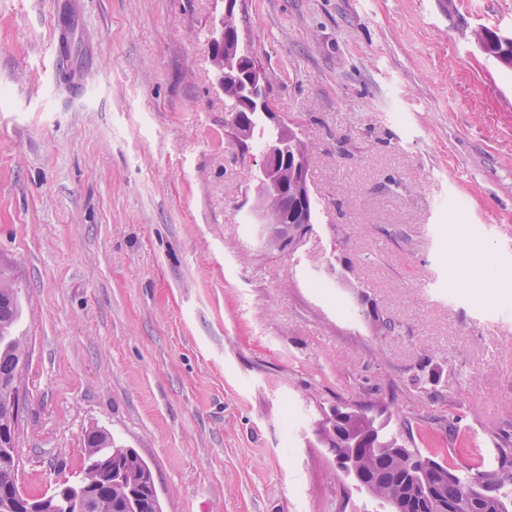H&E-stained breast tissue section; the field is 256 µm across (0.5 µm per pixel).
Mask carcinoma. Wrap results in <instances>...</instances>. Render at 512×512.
<instances>
[{
  "mask_svg": "<svg viewBox=\"0 0 512 512\" xmlns=\"http://www.w3.org/2000/svg\"><path fill=\"white\" fill-rule=\"evenodd\" d=\"M484 53L506 67L512 68V37L502 36L488 27L476 33ZM20 314L17 294H0V380L13 376L24 359L25 350L12 336ZM383 410L374 406H359L352 419L356 435L369 439L360 448L358 464L366 477L363 487L371 496L399 507L402 512H437L430 501L413 497L412 485L428 467L446 474L436 486L438 498L451 506V512H512V454L501 451L497 466L478 478L451 467L434 455H422L405 447L399 437L388 429L386 421L378 420ZM112 435L99 429L87 436L84 464L96 458L103 463L99 470L82 472L79 484L87 486L90 512H127L130 486L111 477L110 470L118 465L130 474L142 468L144 460L135 456L118 464L112 460ZM19 463L0 462V491L18 486Z\"/></svg>",
  "mask_w": 512,
  "mask_h": 512,
  "instance_id": "cac0c4a2",
  "label": "carcinoma"
}]
</instances>
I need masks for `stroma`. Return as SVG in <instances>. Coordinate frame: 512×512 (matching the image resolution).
Returning <instances> with one entry per match:
<instances>
[{"instance_id":"35a3bbf8","label":"stroma","mask_w":512,"mask_h":512,"mask_svg":"<svg viewBox=\"0 0 512 512\" xmlns=\"http://www.w3.org/2000/svg\"><path fill=\"white\" fill-rule=\"evenodd\" d=\"M223 7L0 0L21 488L75 479L99 428L147 462L162 512H388L315 434L370 402L485 470L512 432V69L472 31L512 32V0H239L311 150L314 224L282 252L251 211L260 150L214 85ZM424 363L437 385L414 384ZM460 263L472 282L479 288H482L488 298H493L495 288H492V284L487 282L484 278V255L468 253L461 257Z\"/></svg>"}]
</instances>
